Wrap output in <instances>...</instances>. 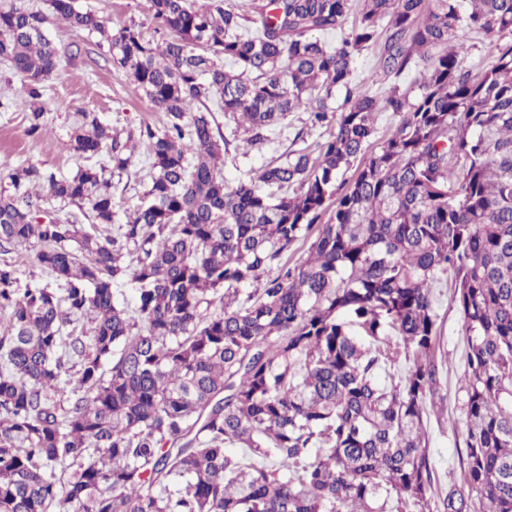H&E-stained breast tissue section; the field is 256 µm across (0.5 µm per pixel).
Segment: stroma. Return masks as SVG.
Masks as SVG:
<instances>
[{
    "instance_id": "1",
    "label": "stroma",
    "mask_w": 512,
    "mask_h": 512,
    "mask_svg": "<svg viewBox=\"0 0 512 512\" xmlns=\"http://www.w3.org/2000/svg\"><path fill=\"white\" fill-rule=\"evenodd\" d=\"M84 9L107 8L113 27L135 22L141 25L147 37H155V25L150 12L149 0H78ZM60 51L80 45L81 52L72 64L62 66L48 82L44 96L45 119L49 126L46 134L38 138L26 136L29 107L20 98L17 82L7 79L0 66V99H13L9 111L0 112V173L8 172L19 164H32L65 174L73 173L79 161L70 153L68 144L78 112L90 111L110 125L114 132L127 135L138 131L140 126L162 127L164 113L158 112L136 89L135 85L117 76L106 60V53L95 42L82 39L65 24L51 29ZM459 40L465 45L463 62L472 71H480L491 65L498 46L512 42V36H486L462 29ZM306 113H289L284 122L271 136L270 142L261 149H246L243 132L237 131L232 120L219 118L220 129L229 142L224 157V178L233 182L246 172L261 167L292 150V141L298 131H305ZM307 143H314L319 136L328 135V128L305 131ZM149 161L146 147H139L136 163L128 175L114 189L117 212L137 206L148 182ZM449 282H442L436 290V308L441 329L440 347L448 360V376L444 391L447 409L441 421H429L427 430L430 452L435 462L438 482L434 493L447 490L449 484H463V474L458 454L462 448V416L458 409L456 382L465 367V338L460 311L451 299Z\"/></svg>"
}]
</instances>
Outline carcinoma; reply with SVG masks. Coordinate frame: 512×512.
<instances>
[{"label": "carcinoma", "mask_w": 512, "mask_h": 512, "mask_svg": "<svg viewBox=\"0 0 512 512\" xmlns=\"http://www.w3.org/2000/svg\"><path fill=\"white\" fill-rule=\"evenodd\" d=\"M45 2L0 0L27 136L44 131L57 22L104 38L167 120L140 128L150 176L115 234L112 176L135 153L94 112L69 149L108 164L0 177V254L27 245L66 283L20 293L0 262V512H475L473 492L512 512V43L473 74L456 39L512 35V0H150L160 43ZM213 101L257 149L289 112L335 125L230 184ZM383 111L400 122L369 154ZM70 206L91 231L60 217ZM448 275L468 490L433 498ZM126 279L132 308L112 289Z\"/></svg>", "instance_id": "carcinoma-1"}]
</instances>
